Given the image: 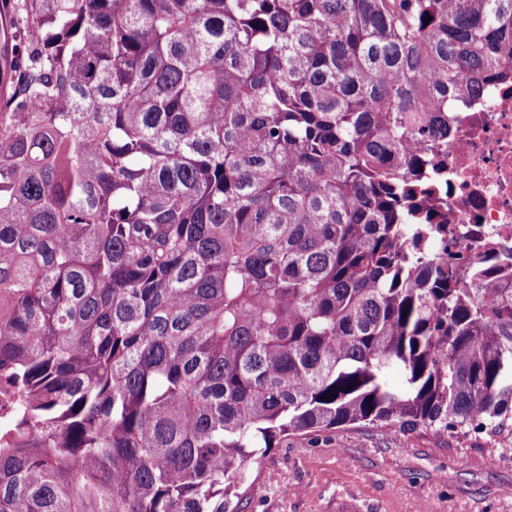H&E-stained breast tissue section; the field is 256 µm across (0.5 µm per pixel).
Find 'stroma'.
I'll return each mask as SVG.
<instances>
[{
  "label": "stroma",
  "mask_w": 512,
  "mask_h": 512,
  "mask_svg": "<svg viewBox=\"0 0 512 512\" xmlns=\"http://www.w3.org/2000/svg\"><path fill=\"white\" fill-rule=\"evenodd\" d=\"M267 462L279 479L242 512H512V437L356 424L289 436Z\"/></svg>",
  "instance_id": "stroma-1"
}]
</instances>
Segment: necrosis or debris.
<instances>
[{
    "label": "necrosis or debris",
    "instance_id": "1",
    "mask_svg": "<svg viewBox=\"0 0 512 512\" xmlns=\"http://www.w3.org/2000/svg\"><path fill=\"white\" fill-rule=\"evenodd\" d=\"M448 123L449 254L512 244V81L460 101Z\"/></svg>",
    "mask_w": 512,
    "mask_h": 512
}]
</instances>
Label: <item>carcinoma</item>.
Segmentation results:
<instances>
[{"label":"carcinoma","mask_w":512,"mask_h":512,"mask_svg":"<svg viewBox=\"0 0 512 512\" xmlns=\"http://www.w3.org/2000/svg\"><path fill=\"white\" fill-rule=\"evenodd\" d=\"M507 80L512 0H0V512H239L290 434L511 436L512 249L440 254L435 173Z\"/></svg>","instance_id":"carcinoma-1"}]
</instances>
